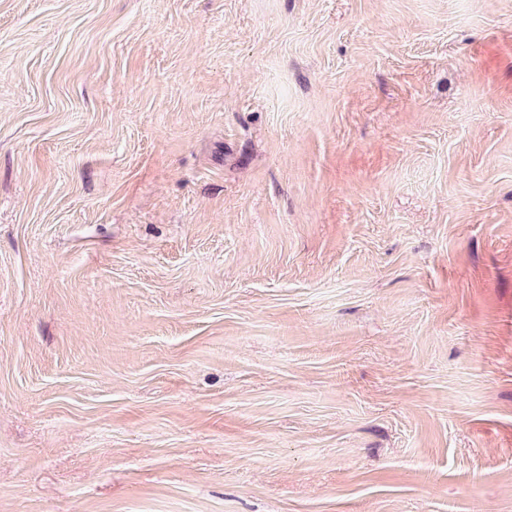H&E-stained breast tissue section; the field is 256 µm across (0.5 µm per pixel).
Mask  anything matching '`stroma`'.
<instances>
[{"label": "stroma", "instance_id": "1", "mask_svg": "<svg viewBox=\"0 0 512 512\" xmlns=\"http://www.w3.org/2000/svg\"><path fill=\"white\" fill-rule=\"evenodd\" d=\"M0 512H512V0H0Z\"/></svg>", "mask_w": 512, "mask_h": 512}]
</instances>
